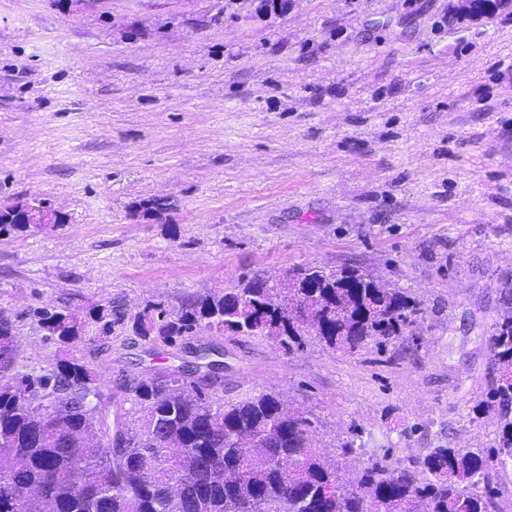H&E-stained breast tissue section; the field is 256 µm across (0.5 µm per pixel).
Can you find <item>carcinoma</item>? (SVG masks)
<instances>
[{
  "label": "carcinoma",
  "mask_w": 512,
  "mask_h": 512,
  "mask_svg": "<svg viewBox=\"0 0 512 512\" xmlns=\"http://www.w3.org/2000/svg\"><path fill=\"white\" fill-rule=\"evenodd\" d=\"M28 231L0 216V236ZM291 273L290 288L254 276L172 311L149 304L129 323L157 346L187 345L217 323L231 338H264L286 351L314 334L355 352L413 335L425 314L420 302L359 269ZM112 326L110 303L53 311L45 338L63 357L0 383V512H44L39 498L17 507L13 491L24 485L42 488L57 512H367L372 504L378 512H498L492 472L512 462V317L491 336L483 407L501 421L493 456L438 445L393 463L385 453L351 482L323 460L310 418L273 393L220 403L209 393L212 379L189 381L174 368L129 377L104 394L91 363L67 349L91 328L111 337ZM14 350V322L0 311V351ZM181 470L195 472L196 484L175 499L164 485Z\"/></svg>",
  "instance_id": "1"
}]
</instances>
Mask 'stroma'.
Returning a JSON list of instances; mask_svg holds the SVG:
<instances>
[{"label": "stroma", "mask_w": 512, "mask_h": 512, "mask_svg": "<svg viewBox=\"0 0 512 512\" xmlns=\"http://www.w3.org/2000/svg\"><path fill=\"white\" fill-rule=\"evenodd\" d=\"M35 198L67 222L0 237L19 366L59 356L34 308L130 316L360 268L421 301L417 349L206 333L229 365L217 397L278 394L346 481L387 450L497 445L482 403L512 314V2L475 20L455 0H0V205ZM70 353L107 393L182 363L128 330Z\"/></svg>", "instance_id": "stroma-1"}]
</instances>
